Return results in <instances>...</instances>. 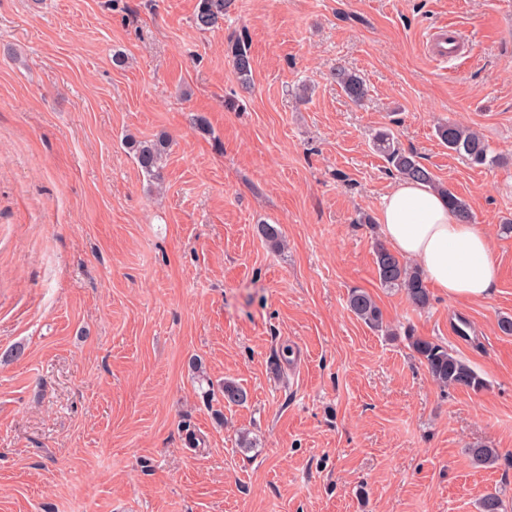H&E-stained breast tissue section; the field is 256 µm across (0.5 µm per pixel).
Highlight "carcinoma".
Returning <instances> with one entry per match:
<instances>
[{
    "label": "carcinoma",
    "instance_id": "1",
    "mask_svg": "<svg viewBox=\"0 0 512 512\" xmlns=\"http://www.w3.org/2000/svg\"><path fill=\"white\" fill-rule=\"evenodd\" d=\"M232 0H199L194 15L195 27L208 31L224 21ZM228 54L241 84H251L252 64L248 48L243 38L238 37L228 47ZM336 82L344 94L359 103L367 96L365 80L357 73L340 69L335 73ZM437 135L448 149L479 165H493L497 162L489 146L478 133L467 130L456 123H443L437 128ZM129 148L134 153L141 170L157 179L160 176L168 140L160 136L153 140L130 139ZM378 150L383 154L390 169L404 179L423 182L441 194L447 201L454 217L461 224L473 222L469 206L451 190L437 181L435 175L420 164L415 157L400 149L390 133L382 131L376 138ZM375 265L380 285L404 291L411 304L417 309L430 305L431 296L425 283V274L417 266L403 261L384 244L375 247ZM348 309L358 319L372 325L381 323V311L374 298L366 291L354 288L347 301ZM409 342L431 378L441 386L464 388L479 391L486 383L477 371L465 360L450 352L447 347L420 337L411 336ZM247 401V392L238 383L224 382V402L229 405H242ZM479 512H503V501L496 492H488L479 503Z\"/></svg>",
    "mask_w": 512,
    "mask_h": 512
}]
</instances>
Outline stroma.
<instances>
[{
  "label": "stroma",
  "mask_w": 512,
  "mask_h": 512,
  "mask_svg": "<svg viewBox=\"0 0 512 512\" xmlns=\"http://www.w3.org/2000/svg\"><path fill=\"white\" fill-rule=\"evenodd\" d=\"M197 3L0 0V512H512V0H235L206 32ZM444 25L465 53L436 63ZM381 130L489 235L487 300L381 287ZM128 134L169 137L160 179ZM413 336L486 388L438 385ZM232 65L242 85H250L252 79V64L248 48L242 37L236 38L228 47ZM336 82L344 94L353 102L359 103L367 96L365 80L357 73L339 69L335 73ZM437 135L449 150L463 156L471 163L494 165L498 161L496 156L491 154L483 137L456 123H442L437 128ZM348 309L358 319L372 326L381 323V311L374 298L366 291L354 288L350 291L347 301Z\"/></svg>",
  "instance_id": "1"
}]
</instances>
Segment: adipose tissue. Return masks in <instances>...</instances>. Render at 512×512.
I'll return each instance as SVG.
<instances>
[{"mask_svg": "<svg viewBox=\"0 0 512 512\" xmlns=\"http://www.w3.org/2000/svg\"><path fill=\"white\" fill-rule=\"evenodd\" d=\"M384 237L401 256L415 260L433 287L452 301L492 296L497 267L486 231L458 223L446 200L428 185L399 181L380 211Z\"/></svg>", "mask_w": 512, "mask_h": 512, "instance_id": "obj_1", "label": "adipose tissue"}]
</instances>
